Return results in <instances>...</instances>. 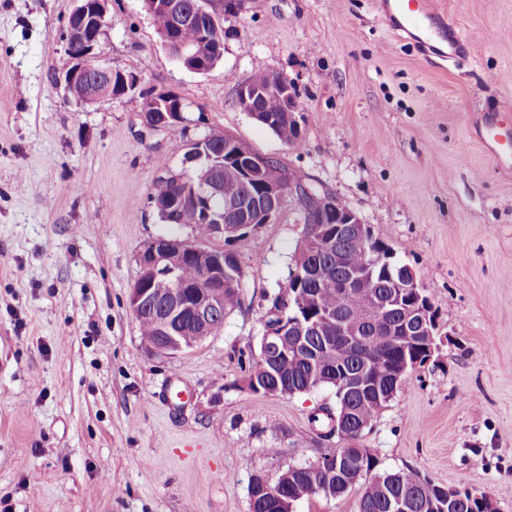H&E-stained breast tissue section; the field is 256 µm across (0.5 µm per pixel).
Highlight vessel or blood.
I'll return each instance as SVG.
<instances>
[{
	"label": "vessel or blood",
	"instance_id": "vessel-or-blood-1",
	"mask_svg": "<svg viewBox=\"0 0 512 512\" xmlns=\"http://www.w3.org/2000/svg\"><path fill=\"white\" fill-rule=\"evenodd\" d=\"M385 24L414 39L425 59L458 63L468 58L470 44L459 27L432 6V0H378ZM473 133L493 156L498 168L512 171V133L504 127L499 113L483 115Z\"/></svg>",
	"mask_w": 512,
	"mask_h": 512
}]
</instances>
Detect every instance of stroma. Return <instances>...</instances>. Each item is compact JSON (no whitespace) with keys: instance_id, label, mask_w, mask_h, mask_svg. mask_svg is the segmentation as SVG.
Segmentation results:
<instances>
[{"instance_id":"stroma-1","label":"stroma","mask_w":512,"mask_h":512,"mask_svg":"<svg viewBox=\"0 0 512 512\" xmlns=\"http://www.w3.org/2000/svg\"><path fill=\"white\" fill-rule=\"evenodd\" d=\"M376 0H242L224 54L199 74L159 39L143 0H111L94 49L183 120L147 128L130 95L80 104L54 87L72 61L74 0H0V512H249L254 473L316 460L308 421L331 389L281 397L244 385L304 230L288 199L237 250L241 308L177 355L143 346L128 293L162 235L149 197L218 130L284 162L383 235L438 312L441 349L411 371L364 442L382 471L489 493L512 512V173L472 134L512 111V0H438L470 42L426 62ZM258 70L291 83L292 150L237 102Z\"/></svg>"}]
</instances>
